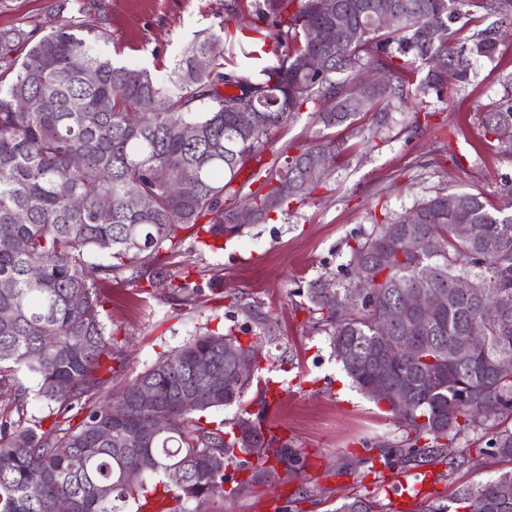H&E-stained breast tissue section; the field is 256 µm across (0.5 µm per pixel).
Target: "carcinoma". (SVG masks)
<instances>
[{
	"mask_svg": "<svg viewBox=\"0 0 512 512\" xmlns=\"http://www.w3.org/2000/svg\"><path fill=\"white\" fill-rule=\"evenodd\" d=\"M318 2L228 0L224 36L194 40L165 78L103 51L110 34L89 23L86 5L58 14L38 39L20 26L0 30V311H11L0 318V381L25 369L37 377L48 408L45 416H27L28 389L20 387L11 411L0 414V463L9 462L0 468V512H125L131 502L142 508L144 493L157 487L167 501L160 512H189L187 503L198 510L224 494L228 466L250 473L236 481L240 487L270 476L271 461L287 473L297 469L296 450L247 410L228 423L203 418L241 405L252 377L226 382L193 406L182 402L203 364L228 376L245 352L259 365L274 332L267 318L249 308L257 331L248 341L232 328L200 332L126 379L125 346L101 319L99 284L146 276L150 295L200 304L203 288L189 273L170 269L181 233L194 240L203 232L240 234L226 196L244 197L256 223L286 212L331 178L345 151L336 130L372 112L368 138H379L394 113L423 107L430 94L465 81L472 61L498 51L489 29L450 51L451 24L472 0H338L329 15ZM339 23L354 25L358 37L323 42L321 28ZM243 28L285 51L263 58L240 40ZM21 46L25 55L13 56ZM203 55L208 65L199 68L195 58ZM315 55L326 58V71L302 69ZM367 62L387 75L384 87L358 83ZM309 108L319 125L314 139L269 166L261 163L267 136ZM240 109L254 111L252 128L239 127ZM506 125L511 106L487 113V132ZM188 128L195 138L186 137ZM450 195L458 199L452 209ZM450 195L438 192L415 205V224L391 218L347 244L346 274L367 280L366 295L347 285L325 288L317 279L307 286L304 310L374 402L386 401L377 391L383 379L408 387L411 402L392 403L388 412L413 437L382 456L434 460L459 435L480 431L486 441L478 452L512 463V196L490 207L476 194ZM74 196L83 198L81 207L69 205ZM133 196L149 198L151 208H131ZM455 224H475L480 232L460 237ZM413 235L426 238L420 254L409 249ZM461 278L478 280L481 295L455 292ZM406 290L442 293L444 300L425 321L407 315L387 322ZM488 305L497 307V317L485 316ZM466 336L482 342L467 347ZM384 350L390 358L382 378L377 361ZM143 389L155 394L150 406L136 403ZM118 405L129 409L122 422L112 416ZM159 416L168 418L166 431L145 438L136 430L139 421ZM178 464L183 475L175 481L169 470ZM33 486L39 495L30 493ZM336 512L378 510L369 499L350 497ZM431 512H512V469Z\"/></svg>",
	"mask_w": 512,
	"mask_h": 512,
	"instance_id": "carcinoma-1",
	"label": "carcinoma"
}]
</instances>
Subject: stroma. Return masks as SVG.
Segmentation results:
<instances>
[{
    "label": "stroma",
    "mask_w": 512,
    "mask_h": 512,
    "mask_svg": "<svg viewBox=\"0 0 512 512\" xmlns=\"http://www.w3.org/2000/svg\"><path fill=\"white\" fill-rule=\"evenodd\" d=\"M73 0H0V30L23 26L42 35L59 10ZM101 23L111 34L121 60L144 65L166 76L185 45L196 36L218 33L224 0H97ZM494 28L499 51L477 62L467 82L442 96H429L428 108L408 113L387 137L366 141L352 130H337L347 150L327 187L287 213L271 214L222 248L185 241L174 258L204 289L206 302L188 309L146 293L147 280L119 278L102 284L108 298L102 319L129 353L126 377L150 368L200 330L252 327L247 307L271 320L275 334L264 347L257 375L288 389L289 397L265 425L288 440L301 457L298 471L277 470L275 477L235 489L230 472L223 498L207 512H262L270 496L280 512H333L343 498L373 500L379 512H427L429 499L397 501L399 481L415 484L417 465L384 468L382 447L400 445L408 431L395 423L385 406L370 401L352 384L336 360L327 336L318 333L299 307V290L319 277L342 283L348 260L346 243L370 225L403 213L436 192L465 191L490 204L512 194V138L495 139L485 130L488 113L512 104L500 82L512 73V7L489 16L476 6L454 23L451 44L461 49L476 31ZM475 434L449 443L453 467L431 464L441 503L457 489L484 482L507 462L478 453Z\"/></svg>",
    "instance_id": "stroma-1"
}]
</instances>
